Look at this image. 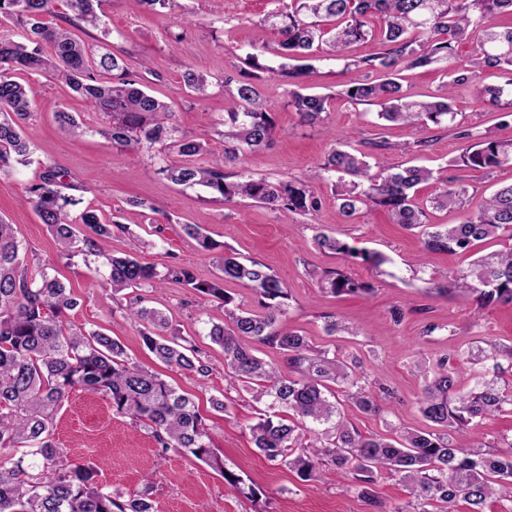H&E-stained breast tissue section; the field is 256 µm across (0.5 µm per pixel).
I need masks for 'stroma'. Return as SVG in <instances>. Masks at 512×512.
Listing matches in <instances>:
<instances>
[{
    "instance_id": "stroma-1",
    "label": "stroma",
    "mask_w": 512,
    "mask_h": 512,
    "mask_svg": "<svg viewBox=\"0 0 512 512\" xmlns=\"http://www.w3.org/2000/svg\"><path fill=\"white\" fill-rule=\"evenodd\" d=\"M275 8L274 0H174L166 14L155 15L141 0H102L104 29L82 27L73 34L86 47L96 48L104 40L125 55L152 94L171 103L174 125L211 144L218 138L220 120L234 105L219 78L239 69L246 54L254 51L260 52L261 62H278L272 53L279 39L277 30L259 25ZM174 34L182 35L181 43H171ZM311 63L314 71L308 86L329 97L323 121L301 122L288 105L287 82L259 79L263 95L275 105L276 127L270 145L243 163L246 173L272 181L309 178L338 140L346 137L352 147L369 153L370 163L431 169L436 179L417 186V199L437 193L442 179H463L469 207L430 211L434 224L462 223L482 197L512 182V166L490 176L451 168V160L464 145L454 130L435 125L410 129L380 120L376 107L348 103L342 91L345 85L363 79L360 69L345 68L343 62L323 53ZM189 68L216 78L207 97L198 99L183 90L182 75ZM39 82L30 132L41 163L66 171L74 196L102 218L131 217L136 222L131 233L100 242L101 252L135 253L143 262L158 266L175 257L191 266L198 278L209 280L216 273L210 255L182 230L183 224L198 222L239 260L267 265L289 292L280 327L301 331L314 345L335 347L341 356L359 357L363 372L389 388L391 395L383 400L381 415L346 408L348 420L361 432L384 431L389 422L428 429L417 404L424 384L418 362L432 367L455 349L488 351L512 345V304L481 310L461 292L452 290L445 296L429 292L449 272L468 268L475 258L502 249L503 241L482 242L467 252H427L418 231L390 223L386 212L375 207L360 209L349 223H339L334 183L327 179L313 183L323 205L309 217L247 201L211 200L201 188H185L155 174L142 155L116 154L99 133L101 119L89 112L83 99L51 76H41ZM63 107L80 115L88 133L73 137L59 129L54 115ZM454 107L462 127L512 140V118L503 117L497 108L475 103L468 87L458 88ZM417 140L427 141V148L399 152V145ZM374 141L395 144L396 149L388 153L371 149ZM38 174V166H33L0 176V217L12 224L37 264L54 268L60 278L69 281L79 304L68 311V323L118 340L132 361L161 373L191 394L226 469L242 478L244 490L227 488L221 474L190 454L172 451L159 456L154 439L145 430L113 412L107 401L78 387L67 394L54 432L66 459L98 466L100 481L123 494L148 493L157 512H369L355 494L319 481H302L255 448L249 427L260 405L244 387L227 388L224 353L208 335L212 325L224 321L223 304L175 283L139 296L128 290L114 296L101 288L105 270L100 263L80 254L61 256L54 238L25 201V187ZM136 200L141 201V208H133ZM321 232L378 251L386 261L373 267L323 250L314 241ZM330 268L371 283L374 293L338 297L322 290L310 273ZM138 297L144 306L164 311L175 328L194 340L209 367L207 375L169 368L144 348L140 323L125 312ZM397 308L404 312L398 322L392 319ZM330 316L348 326V333L326 335ZM215 398L224 400L226 412L213 409Z\"/></svg>"
}]
</instances>
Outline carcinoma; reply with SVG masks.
Wrapping results in <instances>:
<instances>
[{
    "instance_id": "cac0c4a2",
    "label": "carcinoma",
    "mask_w": 512,
    "mask_h": 512,
    "mask_svg": "<svg viewBox=\"0 0 512 512\" xmlns=\"http://www.w3.org/2000/svg\"><path fill=\"white\" fill-rule=\"evenodd\" d=\"M56 0H0V21L22 28L21 39L0 36V174L10 175L35 162L34 142L27 131L36 88L21 82L17 74L53 72L90 109L102 116L100 129L112 147L121 152H143L160 159L157 173L185 187L202 186L214 199L232 203L249 199L273 211L312 216L322 207L311 181L324 175L337 181L336 208L339 217H352L360 207L387 210L391 220L408 230L420 229L427 251H468L490 238L512 240V184L484 199L461 224L428 223L424 206L415 202V188L434 179V173L417 166L398 171L374 168L368 155L349 150L346 142L327 156L320 170L307 180L270 181L229 172L226 167L269 145L275 124L272 103L266 99L247 69L268 71L292 79L288 105L300 120L313 124L327 112L328 97L307 92L302 78L311 73L307 58L315 52L347 58L352 45L374 34L371 19L379 20L383 49L353 61L366 70L364 80L343 91L352 104L378 108V117L409 127L428 123L454 127L457 87L473 89L477 102L498 107L512 117V101H501L503 88L481 84L485 68L512 71V27L494 24L497 15L512 13V0H292L284 9L266 15L278 30L277 55L292 60L288 68L267 67L259 56L246 55L244 68L224 74L222 86L237 107L224 113L220 149L177 134L169 124L170 108L150 94L138 74L121 54L88 52L61 26H49L43 17L53 13ZM69 26L82 23L96 27L101 22V0H65ZM473 38L472 68L453 67L455 44ZM438 66L449 81L433 100H413L399 82V69ZM184 88L202 98L208 95L207 75L187 69ZM59 127L71 135L85 132L87 125L72 113H56ZM468 145L454 160L462 169L492 173L512 165V141L489 134L457 132ZM179 157L169 164L168 154ZM209 153L212 161L199 165L195 157ZM65 173L42 164L38 180L26 188L28 202L45 224L62 252L68 256L101 255L98 240L129 230L119 220H104L95 210L79 208L82 199L63 189ZM468 189L458 178H448L431 203L461 208ZM185 234L213 255L220 271L215 279L200 280L176 261L159 270L131 255L104 256L108 268L102 287L120 293L127 289L159 288L171 281L217 299L224 304V324L209 331L211 341L224 350L225 377L229 385L247 387L265 410L250 426L254 446L269 461L286 466L304 481L325 475L347 480L352 492L373 508L383 507L374 485L385 471L400 476L411 500L393 512H457V501L468 512H485L490 499L512 502V440L500 449L464 450L454 435L472 430L490 416L512 408V388L503 381L512 374V345L496 346L491 354L468 349V357L483 365L464 388L453 352L439 360L426 378L418 399L422 416L435 426L432 431L387 425L386 435H364L339 409L347 404L360 412L381 411L378 394L364 381L356 357L341 359L330 349L311 344L297 331L275 328L286 313L285 284L264 263L241 262L203 232L200 224H186ZM316 243L337 254L359 258L375 267L385 258L359 249L324 233ZM330 293L370 294L374 288L339 271L313 273ZM456 290L476 296L479 307L504 302L512 304V246L481 256L469 268L448 275ZM235 281L249 289L258 308L250 309L224 289ZM78 305L71 289L47 269L28 274V256L15 237L12 225L0 218V512H154L153 501L144 493L125 497L99 481L92 464H75L62 458L54 440V421L68 391L79 386L109 402L112 410L149 429L159 455L174 449L224 476L233 489L242 479L224 467L213 447L205 420L189 394L179 391L162 375L129 361L120 342L99 331H76L64 322L66 313ZM129 315L143 325L144 347L162 364L186 373L204 375L208 367L186 337L169 330L162 312L132 306ZM279 351L287 366L282 368L260 356V347ZM491 365H486V362ZM16 448L19 456L11 455Z\"/></svg>"
}]
</instances>
